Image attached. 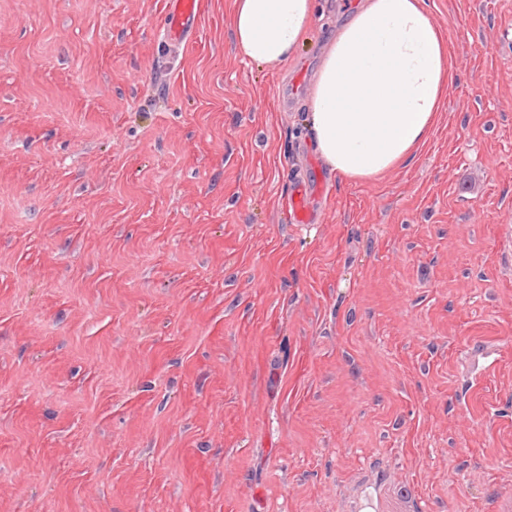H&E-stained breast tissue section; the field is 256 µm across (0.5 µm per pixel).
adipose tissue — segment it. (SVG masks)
<instances>
[{"instance_id": "ef3b65f1", "label": "adipose tissue", "mask_w": 512, "mask_h": 512, "mask_svg": "<svg viewBox=\"0 0 512 512\" xmlns=\"http://www.w3.org/2000/svg\"><path fill=\"white\" fill-rule=\"evenodd\" d=\"M315 12V0H233L236 48L287 64ZM453 76L448 39L425 0H361L319 66L309 114L316 151L352 181L405 165L436 126Z\"/></svg>"}]
</instances>
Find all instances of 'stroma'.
I'll return each mask as SVG.
<instances>
[{"mask_svg": "<svg viewBox=\"0 0 512 512\" xmlns=\"http://www.w3.org/2000/svg\"><path fill=\"white\" fill-rule=\"evenodd\" d=\"M319 3L273 69L231 0H0V512H512V0H427L437 125L359 183ZM165 37L171 43H180L185 38V31L195 22L199 1L169 0ZM288 206L296 224H311L316 219V215L308 203L307 191L301 184L295 185L288 199Z\"/></svg>", "mask_w": 512, "mask_h": 512, "instance_id": "1", "label": "stroma"}]
</instances>
